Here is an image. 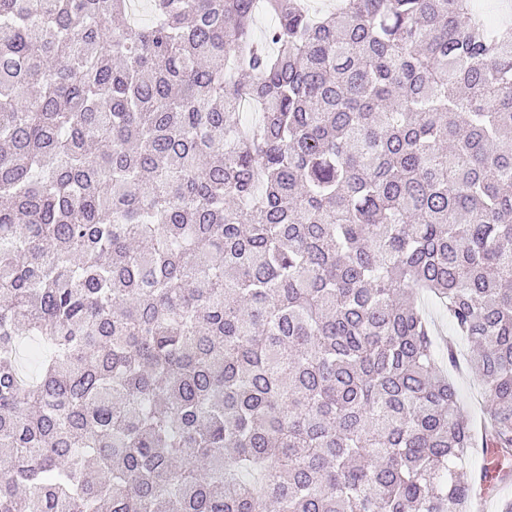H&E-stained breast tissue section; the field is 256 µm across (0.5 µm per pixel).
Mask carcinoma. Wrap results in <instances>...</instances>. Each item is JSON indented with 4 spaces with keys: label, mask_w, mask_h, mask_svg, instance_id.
<instances>
[{
    "label": "carcinoma",
    "mask_w": 512,
    "mask_h": 512,
    "mask_svg": "<svg viewBox=\"0 0 512 512\" xmlns=\"http://www.w3.org/2000/svg\"><path fill=\"white\" fill-rule=\"evenodd\" d=\"M131 12L0 0V512H471L470 449L512 476V22ZM421 305L434 325V338L438 351L437 367L448 370V365L445 364L443 359V352L448 342L454 343L458 363L453 370L448 371V375L455 381L465 407L476 419L483 420L487 416L486 403L483 398V382L479 374L467 367L466 358L469 350L467 341L455 336L448 314L437 299L429 295H423Z\"/></svg>",
    "instance_id": "carcinoma-1"
}]
</instances>
